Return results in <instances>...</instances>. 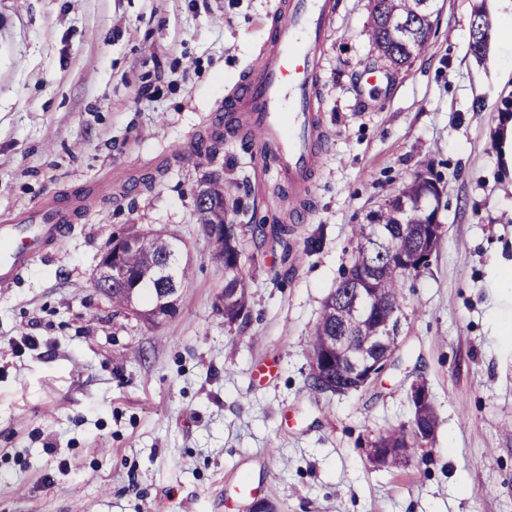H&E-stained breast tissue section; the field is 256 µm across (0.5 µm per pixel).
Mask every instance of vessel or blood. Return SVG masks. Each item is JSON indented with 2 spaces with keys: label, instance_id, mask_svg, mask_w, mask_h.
I'll return each instance as SVG.
<instances>
[{
  "label": "vessel or blood",
  "instance_id": "vessel-or-blood-1",
  "mask_svg": "<svg viewBox=\"0 0 512 512\" xmlns=\"http://www.w3.org/2000/svg\"><path fill=\"white\" fill-rule=\"evenodd\" d=\"M335 8L334 0H280L281 17L269 27L263 51L224 105L226 122L243 123L257 145L271 150L294 211L303 205L310 176L321 163L326 137L317 118L321 48ZM91 199L81 191L69 203L0 224V290L13 287L33 256L63 237Z\"/></svg>",
  "mask_w": 512,
  "mask_h": 512
}]
</instances>
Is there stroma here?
Segmentation results:
<instances>
[{
    "instance_id": "stroma-1",
    "label": "stroma",
    "mask_w": 512,
    "mask_h": 512,
    "mask_svg": "<svg viewBox=\"0 0 512 512\" xmlns=\"http://www.w3.org/2000/svg\"><path fill=\"white\" fill-rule=\"evenodd\" d=\"M276 4L0 0V220L112 181L0 292V512H512V0H438L427 53L399 69L369 37L370 0H336L323 162L300 218L268 149L218 119ZM477 7L492 26L479 57ZM216 131L214 158L198 155ZM429 170L443 241L405 283L393 365L357 392L314 389L311 333L357 225ZM213 175L244 244L249 306L232 325L196 221ZM255 224L292 227L295 264ZM132 229L185 244L190 278L156 325L94 286L105 247ZM420 381L434 440L407 466L375 467L369 442L409 423Z\"/></svg>"
}]
</instances>
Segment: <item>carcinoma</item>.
I'll return each mask as SVG.
<instances>
[{"label":"carcinoma","mask_w":512,"mask_h":512,"mask_svg":"<svg viewBox=\"0 0 512 512\" xmlns=\"http://www.w3.org/2000/svg\"><path fill=\"white\" fill-rule=\"evenodd\" d=\"M436 0H372L371 39L380 56L390 67L398 69L420 56L429 46L435 15ZM471 27L472 53L490 39L489 23L483 20L480 10H475ZM208 202H196L200 224L224 225V236L209 241L213 260L224 269L223 308L224 323L234 324L245 317L249 304L248 283L241 273L240 260L243 244L239 225L226 221L224 190L209 184ZM439 200L433 184L419 175L390 197L381 210L369 216L368 223L358 227V243L348 267L342 273L339 287L326 297L320 318L315 325L309 352L313 387L328 391L336 386L334 364L346 363L365 341L389 333V308L402 305L405 278L393 274L390 266L402 254L411 252L417 243H424L429 251H437L442 233L433 228L434 214ZM384 224L388 234L378 237L374 226ZM253 231L274 243L287 244L288 227L283 224L254 225ZM139 242L126 252L124 265L135 272L140 284L135 291L147 290L150 308H134L128 288L108 290L113 307L118 312H131L148 323L157 322L156 310L170 281L158 276L159 265L172 252L180 251V239L173 233L141 234L131 232ZM364 301L363 310L353 305L354 292ZM435 436V429L418 434L412 425H401L381 431L370 447L397 448L406 445L410 450L423 448Z\"/></svg>","instance_id":"cac0c4a2"}]
</instances>
